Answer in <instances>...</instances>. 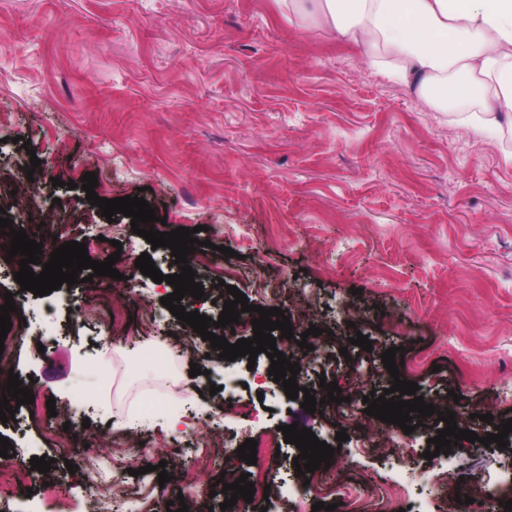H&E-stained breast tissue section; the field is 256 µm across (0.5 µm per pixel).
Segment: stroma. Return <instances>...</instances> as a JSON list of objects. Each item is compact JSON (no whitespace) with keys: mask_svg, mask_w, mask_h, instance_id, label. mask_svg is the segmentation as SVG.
I'll return each instance as SVG.
<instances>
[{"mask_svg":"<svg viewBox=\"0 0 512 512\" xmlns=\"http://www.w3.org/2000/svg\"><path fill=\"white\" fill-rule=\"evenodd\" d=\"M511 152L505 137L461 133L451 115L378 75L357 47L289 17L276 0H0V208L19 224L34 211L50 215L58 242L86 243L100 262L116 256L120 273L93 277L91 303L80 284L37 296L0 253V297L12 293L14 318L29 320L15 372L34 396L0 425L30 470L26 487L0 498V512L27 503L80 512L102 474L123 477L149 512L201 494L221 512L213 486L227 455L293 423L338 446L342 482L396 478L406 507L425 498L443 512L453 476L511 471L512 445L480 442L512 418ZM88 172L98 196L143 195L168 229L196 226L199 240L217 245L213 264L196 270L205 296H184L186 311L218 318L233 285L251 304L308 315L322 334L308 339L319 359L301 362L302 383L327 380L346 395H383L393 378L381 355L396 348L398 377L424 399L467 395L460 415L478 441L452 448L447 462L428 460L421 450L436 425L409 436L363 418L347 429L339 410L311 414L288 399L265 355L251 368L212 355L161 304L172 286L140 274L127 289L122 276L141 253L162 274L179 267L128 217L107 221L84 190L68 189ZM31 174L41 188L26 195ZM360 333L371 351L351 345ZM159 347L163 366L153 360ZM228 374L241 409L230 417L223 394L210 392ZM163 379L186 397L175 434L162 427L171 408L153 397ZM50 400L75 405L70 426L49 415ZM139 413L141 438L115 428ZM86 430L125 444V455L100 451V474L88 473ZM207 430L222 432L223 444ZM341 430L349 439L340 444ZM377 432L419 449L386 459L372 445ZM36 454L52 459L66 494L47 491L30 469ZM296 455L287 443L265 461L280 496L253 512H312L316 496L295 492L304 482ZM443 466L449 477L438 486Z\"/></svg>","mask_w":512,"mask_h":512,"instance_id":"1","label":"stroma"}]
</instances>
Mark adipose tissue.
<instances>
[{
    "instance_id": "adipose-tissue-1",
    "label": "adipose tissue",
    "mask_w": 512,
    "mask_h": 512,
    "mask_svg": "<svg viewBox=\"0 0 512 512\" xmlns=\"http://www.w3.org/2000/svg\"><path fill=\"white\" fill-rule=\"evenodd\" d=\"M327 31L365 50L371 69L440 111L458 112L467 131L500 133L512 122V0H288Z\"/></svg>"
}]
</instances>
